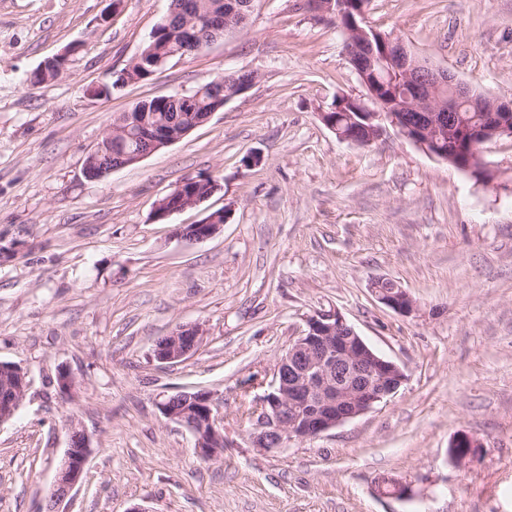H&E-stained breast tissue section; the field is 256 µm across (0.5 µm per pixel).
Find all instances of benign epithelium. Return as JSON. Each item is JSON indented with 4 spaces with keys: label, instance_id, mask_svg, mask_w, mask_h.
I'll return each mask as SVG.
<instances>
[{
    "label": "benign epithelium",
    "instance_id": "obj_1",
    "mask_svg": "<svg viewBox=\"0 0 512 512\" xmlns=\"http://www.w3.org/2000/svg\"><path fill=\"white\" fill-rule=\"evenodd\" d=\"M363 0H312L307 8L324 17L333 16L347 37V53L357 72H362L360 49L375 39L383 44V52L391 65H401L404 71V104L393 112L369 83L361 82L368 91V100L347 98V102L367 117L369 126L343 128L320 113L322 122L334 131L339 140L368 145L382 133L377 123L381 116L391 119L401 132L429 155L448 160L442 148L444 137L465 133L485 144L507 137L512 139V119L501 113L512 112V102L504 103L491 97H480L469 86L457 80L446 69H436L421 62L407 50L403 42L364 25ZM252 81L238 82L224 88L217 79L205 86L218 101H228L245 92ZM379 107L374 110L368 106ZM467 106L474 112H486L482 125L472 129L457 121L456 113ZM190 133V130L165 129L155 133L156 149L169 146ZM212 195L178 185L166 199L157 203L155 218L165 219L186 208L194 207ZM226 218L225 211L206 216L197 224L182 227L179 234L193 240H205L216 234ZM371 292L378 302L402 315L417 311L409 293L390 278H378L371 283ZM203 328L199 325L182 327L155 347V358L164 364L186 359L199 346ZM406 381L405 371L395 362L380 355L347 323L338 312H318L306 320V327L288 347L277 363L270 390L252 411L253 446L265 451L280 450L293 440L311 439L349 420L357 418L375 405L398 392ZM26 389L24 374L11 383L10 395L0 409V424L10 420ZM164 417L186 429L195 437L197 453L211 460L228 447L224 432L218 427L213 397L206 391L183 392L159 403ZM479 442L466 433L459 434L449 447V454L458 465L473 457ZM90 454L89 439L83 430L72 425L64 458L55 475L50 499L59 503L80 483Z\"/></svg>",
    "mask_w": 512,
    "mask_h": 512
}]
</instances>
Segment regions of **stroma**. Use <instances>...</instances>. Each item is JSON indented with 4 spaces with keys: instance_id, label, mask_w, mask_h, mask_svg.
Returning <instances> with one entry per match:
<instances>
[{
    "instance_id": "1",
    "label": "stroma",
    "mask_w": 512,
    "mask_h": 512,
    "mask_svg": "<svg viewBox=\"0 0 512 512\" xmlns=\"http://www.w3.org/2000/svg\"><path fill=\"white\" fill-rule=\"evenodd\" d=\"M171 0H0V362L28 386L0 424V512H49L70 426L91 454L60 512H512V140L483 183L384 122L361 146L320 119L366 89L335 25L304 0H252L246 25L148 79L120 83ZM366 21L473 89L512 98V0H367ZM61 75H27L59 54ZM229 72L256 80L180 141L98 180L113 118ZM108 85L111 95L95 90ZM261 161L246 165V156ZM218 184L157 221L181 181ZM224 209L217 235H177ZM416 301L404 316L370 283ZM340 312L407 374L397 394L320 437L266 452L246 413L308 317ZM202 324L180 363L159 338ZM75 381L72 393L59 371ZM212 394L229 447L198 457L159 402ZM481 443L448 458L457 433ZM408 484L400 500L380 477ZM371 292L378 302L402 315H411L418 310L409 293L390 278H378L371 283Z\"/></svg>"
}]
</instances>
